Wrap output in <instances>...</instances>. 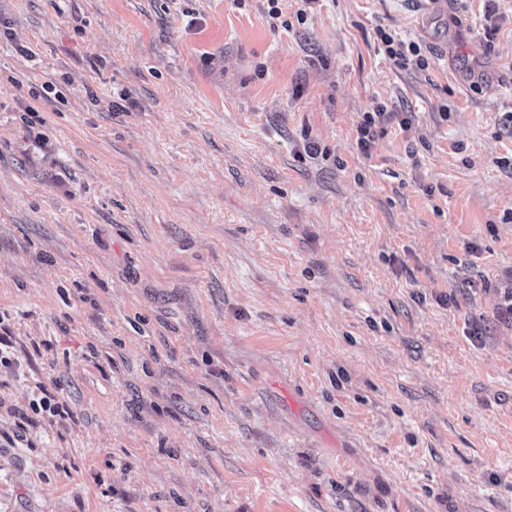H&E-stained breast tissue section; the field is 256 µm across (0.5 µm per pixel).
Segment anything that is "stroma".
<instances>
[{
	"label": "stroma",
	"instance_id": "obj_1",
	"mask_svg": "<svg viewBox=\"0 0 512 512\" xmlns=\"http://www.w3.org/2000/svg\"><path fill=\"white\" fill-rule=\"evenodd\" d=\"M279 6L0 0V512H512V0ZM377 34L384 52L389 58L404 61L412 55L416 57L418 66L423 68L428 66V58L421 54L420 47L415 42L406 43L383 28H379ZM390 112H369L363 123L358 128V148L361 151H367L378 134V129L383 132L380 125L384 124L391 117Z\"/></svg>",
	"mask_w": 512,
	"mask_h": 512
}]
</instances>
